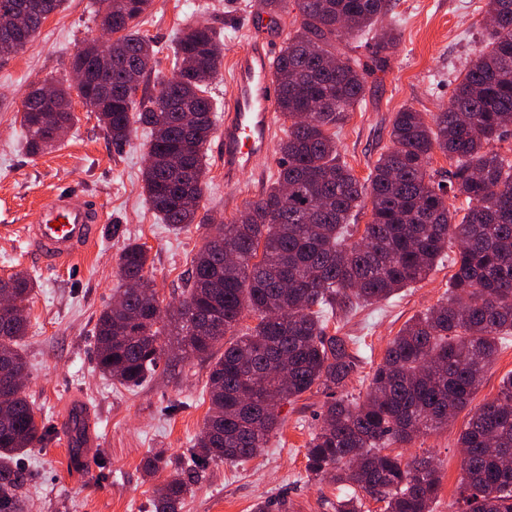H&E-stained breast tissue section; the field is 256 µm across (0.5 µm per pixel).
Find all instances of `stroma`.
<instances>
[{"label": "stroma", "mask_w": 512, "mask_h": 512, "mask_svg": "<svg viewBox=\"0 0 512 512\" xmlns=\"http://www.w3.org/2000/svg\"><path fill=\"white\" fill-rule=\"evenodd\" d=\"M99 7L98 0H65L63 10L51 15L23 50L0 60V277L24 271L37 283L26 303L27 393L38 418L53 432L47 446L33 448L24 460L25 512H150L155 484L175 476L176 470L146 477L142 458L161 449L176 461L188 457L210 406L208 361L184 357L174 337H162L167 353L141 386L114 384L96 368L95 324L119 286L117 259L127 240L148 249L149 274L165 307L179 299L208 233L196 224L173 232L152 210L142 191L147 132L136 129L128 143L114 146L96 118L79 106L74 127L51 150L32 156L24 148L19 110L25 94L45 79H68L71 54L99 32ZM296 16L293 0H285L274 19L259 0H153L138 28L153 42L155 79L172 75L173 47L181 29L205 22L220 32L225 65L209 88L220 107L229 91L233 57L248 44L251 26L262 27L268 38L282 44L296 28ZM486 21V0H396L382 25L399 32L400 44L385 69L367 75L362 101L336 130L340 156L355 177L367 180L389 148L395 112L410 106L429 118L447 107L454 77L483 45ZM219 142L212 137L206 152L201 205L215 221L228 224L276 179L279 155L269 149L228 184ZM63 189L94 200L105 221L84 258L54 268L28 252L21 227L43 199ZM456 252L449 247L425 280L396 296L331 320L341 335L354 338L359 354V368L348 380L345 396L365 397L374 369L404 325L448 299ZM511 374L512 335L488 366L471 407L447 429L390 444V451L403 460L433 459L441 474L433 512H454L462 475L458 435L474 407L494 398L501 380ZM74 396L83 398L97 417L100 439L97 467L81 478L73 477L69 448L56 433ZM325 401V394L315 390L284 404L283 424L264 453L241 466L209 464L181 512H254L261 501L270 502L273 512H336L338 488L306 470V445Z\"/></svg>", "instance_id": "stroma-1"}]
</instances>
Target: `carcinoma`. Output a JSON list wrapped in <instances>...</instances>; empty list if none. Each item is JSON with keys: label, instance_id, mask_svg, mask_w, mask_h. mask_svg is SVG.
<instances>
[{"label": "carcinoma", "instance_id": "carcinoma-1", "mask_svg": "<svg viewBox=\"0 0 512 512\" xmlns=\"http://www.w3.org/2000/svg\"><path fill=\"white\" fill-rule=\"evenodd\" d=\"M65 0H0V13L23 29L0 32V59L23 49ZM100 26L112 33L84 87L114 145L129 142L133 125L150 132L144 192L174 230L207 224L200 214L205 156L215 130L208 87L224 66V43L204 24L180 33L174 74L157 90L127 94L129 69L155 51L137 29L151 0H102ZM299 20L274 59L276 109L290 125L279 143V170L261 197L230 224L208 234L193 259L179 304L161 309L147 274L148 250L128 242L117 260L119 289L96 324V368L112 382L138 387L165 354V331L185 356L210 361V408L180 477L157 486L150 512H180L196 467L244 463L260 455L282 423L280 407L317 387L328 395L322 425L312 434L307 471L351 490L336 512H361V493L384 512H432L441 475L428 457L410 462L385 452L388 443L448 426L478 391L501 340L512 334V160L494 150L512 126V0H487L484 46L457 79L448 107L428 123L404 107L391 122V147L362 184L341 160L336 134L363 98L366 74L383 69L398 46L395 30L376 36L371 63L342 52L341 33L371 30L393 0H295ZM42 99L22 102L28 152L55 145V131L75 121L73 85L54 83ZM448 158L440 175L428 169L434 149ZM288 192H283V189ZM464 197L463 216L449 198ZM370 204L361 242L346 243L353 212ZM457 246L448 299L408 322L375 368L363 400L336 396L357 371L353 339L328 332L337 311L387 299L424 279L448 245ZM237 260L230 261L227 254ZM35 287L18 272L0 279L24 302ZM257 315L248 333L234 334L244 311ZM28 318L0 310V512H24L26 474L18 458L50 442L26 392L28 362L20 350ZM222 347L220 355L215 348ZM461 512H512V376L474 411L458 437ZM166 465L164 452L142 459L149 476Z\"/></svg>", "mask_w": 512, "mask_h": 512}]
</instances>
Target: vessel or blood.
I'll return each mask as SVG.
<instances>
[{
  "label": "vessel or blood",
  "instance_id": "1",
  "mask_svg": "<svg viewBox=\"0 0 512 512\" xmlns=\"http://www.w3.org/2000/svg\"><path fill=\"white\" fill-rule=\"evenodd\" d=\"M277 49L276 43L257 39L233 60L232 93L224 101L221 132L225 180L250 169L269 149L278 96L271 62ZM102 218L101 210L89 199L59 191L40 203L22 235L28 248L44 263L64 266L79 259L97 241ZM69 409L78 415L80 424L75 427L69 420H62L60 433L66 445L77 442L84 447L78 460L80 469H94L93 449L99 440L91 411L78 397L71 400Z\"/></svg>",
  "mask_w": 512,
  "mask_h": 512
}]
</instances>
